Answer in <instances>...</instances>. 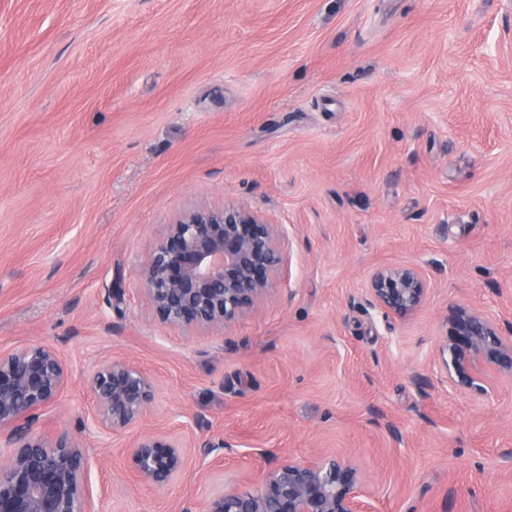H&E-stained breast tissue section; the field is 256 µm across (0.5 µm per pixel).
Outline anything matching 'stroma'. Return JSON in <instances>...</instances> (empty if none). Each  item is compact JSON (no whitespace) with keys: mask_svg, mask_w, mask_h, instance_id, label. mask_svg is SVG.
I'll list each match as a JSON object with an SVG mask.
<instances>
[{"mask_svg":"<svg viewBox=\"0 0 512 512\" xmlns=\"http://www.w3.org/2000/svg\"><path fill=\"white\" fill-rule=\"evenodd\" d=\"M227 202L286 271L226 328L160 322L154 243ZM396 264L429 283L404 318L366 291ZM456 305L512 321V0H0V351L62 355L35 431L80 436L98 512H203L324 453L369 512H512V386L434 361ZM113 360L155 385L141 429L186 444L170 487L96 421Z\"/></svg>","mask_w":512,"mask_h":512,"instance_id":"stroma-1","label":"stroma"}]
</instances>
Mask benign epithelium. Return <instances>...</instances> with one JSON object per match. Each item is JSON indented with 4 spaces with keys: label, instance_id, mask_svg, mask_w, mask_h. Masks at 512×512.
Wrapping results in <instances>:
<instances>
[{
    "label": "benign epithelium",
    "instance_id": "1",
    "mask_svg": "<svg viewBox=\"0 0 512 512\" xmlns=\"http://www.w3.org/2000/svg\"><path fill=\"white\" fill-rule=\"evenodd\" d=\"M288 264L276 225L248 205L195 207L154 243L141 281L161 322L217 330L256 309ZM368 291L373 305L406 317L425 303L428 283L415 266H385L372 275ZM508 330L503 334L474 308L454 306L436 350L438 364L456 385L485 394L490 376L512 380L511 323ZM68 379L64 361L48 346L0 353V432L14 448L0 466V512H95L80 438L68 431L54 437L33 432ZM87 386L109 432L133 427L153 398L152 382L122 361L99 366ZM131 461L139 480L167 487L184 470V446L162 433H143L133 442ZM205 512H366V492L345 460L288 459L260 490L226 488L208 500Z\"/></svg>",
    "mask_w": 512,
    "mask_h": 512
}]
</instances>
